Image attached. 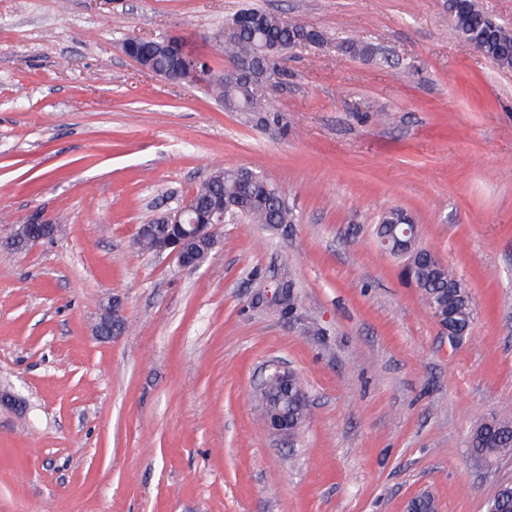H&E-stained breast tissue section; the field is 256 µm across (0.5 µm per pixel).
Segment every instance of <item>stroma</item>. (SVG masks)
<instances>
[{
  "label": "stroma",
  "mask_w": 512,
  "mask_h": 512,
  "mask_svg": "<svg viewBox=\"0 0 512 512\" xmlns=\"http://www.w3.org/2000/svg\"><path fill=\"white\" fill-rule=\"evenodd\" d=\"M248 5L378 53H285L255 114L122 50L177 35L221 72L211 37ZM228 166L294 223L222 225L195 270L137 248ZM393 208L466 285L460 342L379 247ZM38 212L52 240L0 247V383L23 401L0 406V512H405L423 491L486 512L512 481V454L469 445L512 405V69L448 0H0V216ZM272 363L307 392L292 437L252 406ZM121 323L122 318L119 305L115 304V301H113V303L111 301L109 305L103 309L100 321L96 326V332L99 336L111 338L112 331H114Z\"/></svg>",
  "instance_id": "35a3bbf8"
}]
</instances>
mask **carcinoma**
<instances>
[{"instance_id":"1","label":"carcinoma","mask_w":512,"mask_h":512,"mask_svg":"<svg viewBox=\"0 0 512 512\" xmlns=\"http://www.w3.org/2000/svg\"><path fill=\"white\" fill-rule=\"evenodd\" d=\"M448 11L460 38L475 52L496 64L512 68V27L491 19L478 0H448ZM238 17L255 20L252 25L229 26L232 18L216 32L214 47L232 63L256 64L268 50L282 54L297 48L324 47L328 37L320 30L288 21L281 15L257 7H247ZM336 51L355 58H371L375 47L362 39L350 38L336 43ZM210 87L226 112H269L265 90L256 80L228 71L214 75ZM196 206L222 198L226 215L232 223L244 219L253 224H291L292 209L271 181L259 178L248 181L237 167L213 172L192 193ZM412 220L404 210L393 209L380 219L377 235L384 238L395 233L402 236V224ZM433 252L416 246L405 254L411 281L420 289L427 305L437 311H448V339H462L472 323L469 295L461 279L448 268L432 260ZM471 448L481 456L499 448L512 452V414L503 412L491 417V424L479 422L472 433Z\"/></svg>"}]
</instances>
